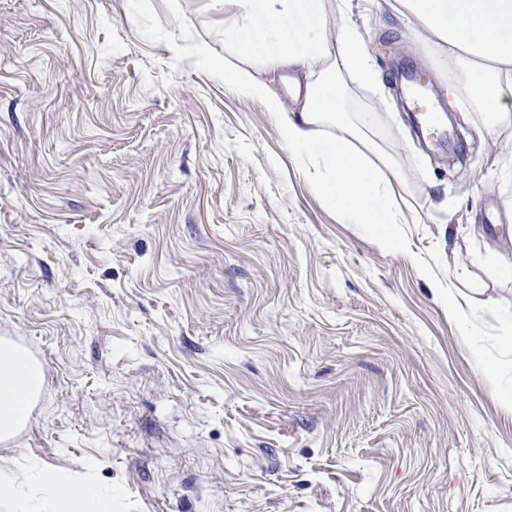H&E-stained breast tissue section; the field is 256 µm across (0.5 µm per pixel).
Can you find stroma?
I'll return each mask as SVG.
<instances>
[{
    "label": "stroma",
    "mask_w": 512,
    "mask_h": 512,
    "mask_svg": "<svg viewBox=\"0 0 512 512\" xmlns=\"http://www.w3.org/2000/svg\"><path fill=\"white\" fill-rule=\"evenodd\" d=\"M348 20L380 82L345 111L404 183L388 244L225 86L224 0H0V338L44 370L0 466L112 512H512V128L388 0Z\"/></svg>",
    "instance_id": "1"
}]
</instances>
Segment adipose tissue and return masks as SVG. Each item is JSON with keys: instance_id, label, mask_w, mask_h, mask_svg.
Returning a JSON list of instances; mask_svg holds the SVG:
<instances>
[{"instance_id": "ef3b65f1", "label": "adipose tissue", "mask_w": 512, "mask_h": 512, "mask_svg": "<svg viewBox=\"0 0 512 512\" xmlns=\"http://www.w3.org/2000/svg\"><path fill=\"white\" fill-rule=\"evenodd\" d=\"M390 7L432 37L436 55L465 73L463 92L498 123L512 125V0H392ZM333 0H224V83L261 100L280 125L290 150L321 165L325 199L354 224H400V181L390 156L344 111V80L369 82L376 73L364 38L356 28L333 26ZM266 43L258 54L253 41ZM296 66L306 73L298 115L261 80L259 69ZM334 125L333 134L321 133ZM43 382V370L11 344L0 343V439L28 418L30 399ZM108 489L50 470L37 469L22 485L0 471V506L8 512H107Z\"/></svg>"}]
</instances>
